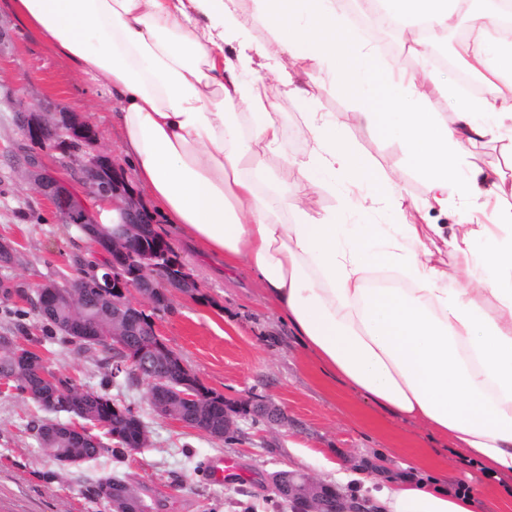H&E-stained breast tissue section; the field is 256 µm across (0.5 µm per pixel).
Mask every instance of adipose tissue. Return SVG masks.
I'll return each instance as SVG.
<instances>
[{"instance_id":"ef3b65f1","label":"adipose tissue","mask_w":512,"mask_h":512,"mask_svg":"<svg viewBox=\"0 0 512 512\" xmlns=\"http://www.w3.org/2000/svg\"><path fill=\"white\" fill-rule=\"evenodd\" d=\"M238 0H14L17 15L119 95L116 118L137 181L170 224L229 269L248 270L304 345L349 387L404 420L450 438L492 476L512 475V181L500 168L466 162L465 148L512 131V40L477 24L465 63L489 93L444 91L453 123L427 112L428 77L379 65L338 20V0H253L270 37H241ZM405 23L426 22L410 49L447 37L457 0H385ZM237 44L235 54L225 45ZM272 67L289 98L316 103L314 75L337 67L354 112L306 113L307 152L291 165L305 190L320 177L350 189L347 209L384 197L389 224L341 236L333 217L313 215L287 190L260 192L266 154L284 150L262 80ZM391 133L427 187L410 199L395 175L378 174L345 137L349 123ZM463 206L452 234L416 220L422 209ZM490 209L491 224L472 213ZM293 213L292 223L282 220ZM452 258L434 264L437 245ZM391 274L394 287L371 281ZM462 276L460 287L449 274ZM383 512H475L474 494L401 478L380 493Z\"/></svg>"}]
</instances>
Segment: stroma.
Masks as SVG:
<instances>
[{"mask_svg": "<svg viewBox=\"0 0 512 512\" xmlns=\"http://www.w3.org/2000/svg\"><path fill=\"white\" fill-rule=\"evenodd\" d=\"M338 17L358 41L370 45L380 64L425 71L439 87L428 99L430 111L452 121V105L440 88L457 85V71L411 55L402 36L397 54L384 52L381 41L356 27L345 2ZM0 29L6 33L0 43V238L17 249L16 263L0 268V277L31 292L45 280L71 276L74 259L84 254L85 245L26 177L18 152L22 136L15 98L46 112L82 115L97 131V150L111 155L126 174L134 169L114 117L121 109L119 98L82 77L69 58L28 29L11 0H0ZM264 85L285 144L284 154L265 158L266 166L278 174L287 157L307 150L302 114L308 106L282 95L272 77H265ZM345 135L375 167L395 171L411 197L424 198L425 183L400 141L370 135L354 123ZM345 194L343 182L327 181L308 193L306 202L313 214L334 216L340 224L391 223L383 205L368 213L344 209ZM155 227L197 284L193 293L171 295L170 310L155 318L159 334L205 387L235 403L274 402L287 412L288 425L271 430L246 417L239 421L238 441L224 443L157 414L147 400L146 380L131 385L120 378L105 384L108 370L101 352L66 350L43 341L41 349L52 370L90 389L107 387L114 403L138 411L147 448L118 461L104 459L103 464L143 492L150 512H285L266 482L268 473L281 469L305 471L346 495L369 500L382 483L406 475L431 477L451 490L463 482L475 490L480 512H512V497L504 495L512 486L511 475H487L448 438L375 406L331 378L268 305L252 276L225 274L223 266L199 255L163 215H156ZM48 417L15 391L0 392V512H107L106 504L88 493L95 468H60L43 453L36 426ZM215 459L230 467L220 482L206 468ZM48 470L56 474L49 482L41 477Z\"/></svg>", "mask_w": 512, "mask_h": 512, "instance_id": "stroma-1", "label": "stroma"}]
</instances>
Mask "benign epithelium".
I'll use <instances>...</instances> for the list:
<instances>
[{"label": "benign epithelium", "instance_id": "1", "mask_svg": "<svg viewBox=\"0 0 512 512\" xmlns=\"http://www.w3.org/2000/svg\"><path fill=\"white\" fill-rule=\"evenodd\" d=\"M17 123L23 138L21 160L38 193L71 225L100 228L106 222L112 224V233L96 236L90 232L88 236L94 251L110 259L103 270L104 279L112 288V323L122 328L116 346L128 355L115 376H148V397L155 411L164 414L176 405L179 413L173 416L174 420L213 438L239 433L238 420L243 416L261 418L270 426L287 422L288 417L275 405L236 406L226 401L223 427L213 424L203 384L195 377L183 378L173 368V363L181 361L178 354L161 356L155 344L140 340L142 336L157 335L155 321L142 317L145 307L156 306L159 296L168 301L171 292L187 294L194 288L189 279L163 281L154 263L136 261L142 225L154 223L152 212L111 156L87 153L97 140V133L81 116L64 112L52 118L21 100ZM76 287L78 280L73 276L65 287L58 280H48L37 292L41 301L58 307L75 298ZM48 434L63 435L78 443L84 429L73 422L61 429L52 427ZM269 482L287 500L289 512H368L359 499L304 473L278 471L269 476ZM110 508L112 512H132L133 503L126 491L114 489Z\"/></svg>", "mask_w": 512, "mask_h": 512}]
</instances>
